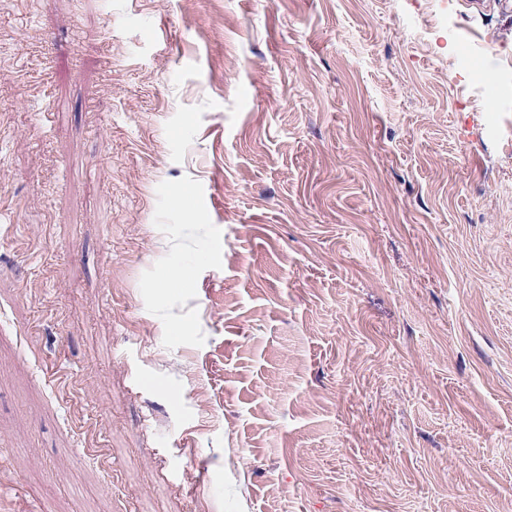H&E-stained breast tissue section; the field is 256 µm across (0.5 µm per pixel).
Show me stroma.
<instances>
[{
  "label": "stroma",
  "instance_id": "obj_1",
  "mask_svg": "<svg viewBox=\"0 0 512 512\" xmlns=\"http://www.w3.org/2000/svg\"><path fill=\"white\" fill-rule=\"evenodd\" d=\"M0 169V512H512V14L0 0Z\"/></svg>",
  "mask_w": 512,
  "mask_h": 512
}]
</instances>
